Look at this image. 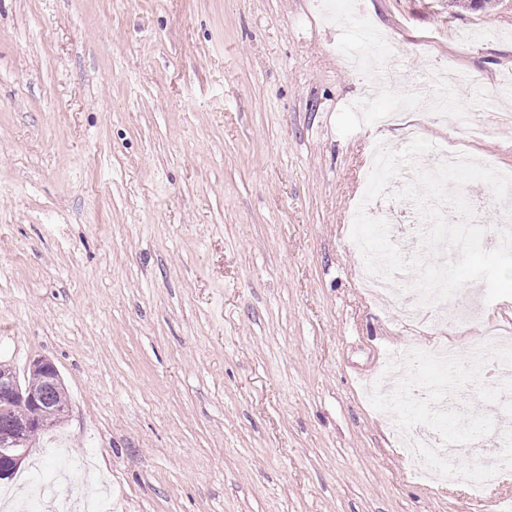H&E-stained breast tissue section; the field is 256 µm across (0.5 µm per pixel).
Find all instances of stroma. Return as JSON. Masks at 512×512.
<instances>
[{
  "mask_svg": "<svg viewBox=\"0 0 512 512\" xmlns=\"http://www.w3.org/2000/svg\"><path fill=\"white\" fill-rule=\"evenodd\" d=\"M369 64L348 70L343 53ZM480 76L469 139L403 112L434 61ZM512 0H0V362L50 358L69 415L29 478L108 512H489L423 479L365 387L390 358L464 353L373 298L348 217L367 153L421 136L512 170L495 115Z\"/></svg>",
  "mask_w": 512,
  "mask_h": 512,
  "instance_id": "35a3bbf8",
  "label": "stroma"
}]
</instances>
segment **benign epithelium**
<instances>
[{
    "label": "benign epithelium",
    "instance_id": "obj_1",
    "mask_svg": "<svg viewBox=\"0 0 512 512\" xmlns=\"http://www.w3.org/2000/svg\"><path fill=\"white\" fill-rule=\"evenodd\" d=\"M30 371L43 375L49 387L62 386L61 378L54 364L46 358H37L31 363ZM27 400L32 404V411L18 420L12 430L0 436V481L11 477L21 466L29 449L24 447V438L35 423H50L65 415V412L46 406L41 398L18 388L13 369L0 365V402L13 399Z\"/></svg>",
    "mask_w": 512,
    "mask_h": 512
}]
</instances>
